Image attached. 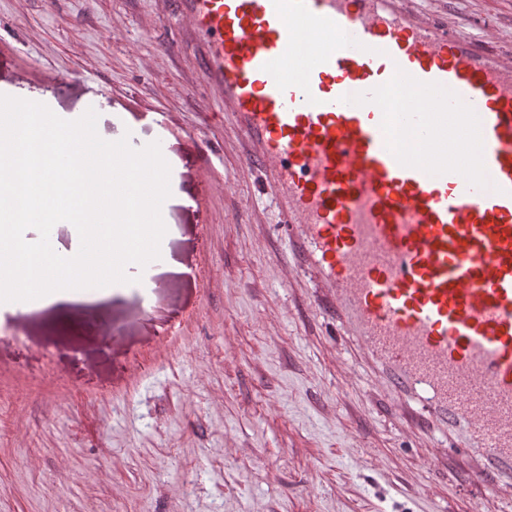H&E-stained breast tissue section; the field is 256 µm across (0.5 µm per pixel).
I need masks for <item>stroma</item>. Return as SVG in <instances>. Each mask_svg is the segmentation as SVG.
Segmentation results:
<instances>
[{"mask_svg":"<svg viewBox=\"0 0 512 512\" xmlns=\"http://www.w3.org/2000/svg\"><path fill=\"white\" fill-rule=\"evenodd\" d=\"M512 56V0H412ZM171 0H0V89L163 142L148 292L0 305V512H512L311 306ZM231 183L211 189L210 177Z\"/></svg>","mask_w":512,"mask_h":512,"instance_id":"stroma-1","label":"stroma"}]
</instances>
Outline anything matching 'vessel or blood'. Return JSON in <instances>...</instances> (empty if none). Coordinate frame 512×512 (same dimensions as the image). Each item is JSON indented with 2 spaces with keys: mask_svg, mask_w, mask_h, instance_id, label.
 I'll list each match as a JSON object with an SVG mask.
<instances>
[{
  "mask_svg": "<svg viewBox=\"0 0 512 512\" xmlns=\"http://www.w3.org/2000/svg\"><path fill=\"white\" fill-rule=\"evenodd\" d=\"M174 5L327 287L313 307L401 418L481 460L473 482L511 481L512 57L407 0Z\"/></svg>",
  "mask_w": 512,
  "mask_h": 512,
  "instance_id": "obj_1",
  "label": "vessel or blood"
}]
</instances>
